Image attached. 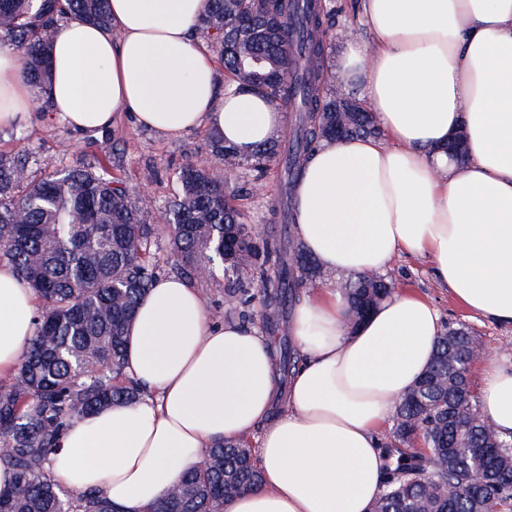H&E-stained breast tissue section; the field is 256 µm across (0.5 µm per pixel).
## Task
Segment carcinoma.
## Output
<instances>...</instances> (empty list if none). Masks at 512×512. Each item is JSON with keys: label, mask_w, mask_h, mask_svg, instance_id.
Segmentation results:
<instances>
[{"label": "carcinoma", "mask_w": 512, "mask_h": 512, "mask_svg": "<svg viewBox=\"0 0 512 512\" xmlns=\"http://www.w3.org/2000/svg\"><path fill=\"white\" fill-rule=\"evenodd\" d=\"M109 23L108 0H0V43L24 62V78L42 89L48 50L70 16ZM198 29L241 90L290 107L300 102L289 144L270 141L239 156L214 132L211 160L177 172V190L162 212L167 224L131 201L109 174L112 157L96 165L36 171L29 152L0 153V262L12 265L40 298L35 332L14 377L0 385V459L14 482L0 489V512H115L103 497L70 491L52 469V455L75 420L115 404H132L144 387L126 371L125 332L139 301L159 277L151 255L158 229L181 274L203 281L221 266L256 275L257 292L240 282L229 303L261 302L262 328L278 338L282 380L298 365L280 335L301 288L321 268L300 241L258 238L235 201L256 191L225 172L248 166L262 174L274 162L284 186L295 187L322 142L336 135L377 137L380 129L352 94L325 85V61L335 46L323 0H206ZM352 322L395 292L381 276L337 285ZM475 335L461 325L440 336L423 380L397 398L390 447L396 466L370 512H512V435L491 427L479 410L468 364ZM421 441L428 457L406 451ZM208 465L184 477L148 512H223L224 499L259 483L252 450L218 443ZM480 471L486 483L472 485ZM450 484L464 489L451 498Z\"/></svg>", "instance_id": "carcinoma-1"}]
</instances>
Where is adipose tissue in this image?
<instances>
[{"label": "adipose tissue", "mask_w": 512, "mask_h": 512, "mask_svg": "<svg viewBox=\"0 0 512 512\" xmlns=\"http://www.w3.org/2000/svg\"><path fill=\"white\" fill-rule=\"evenodd\" d=\"M205 0H110L111 26L70 17L50 51L46 96L71 130L117 113L169 137L206 128L248 156L283 125L270 98L225 89L196 29ZM374 38L349 42L339 72L360 84L383 138L323 143L295 189V230L323 270L381 272L395 255L428 258L468 310L512 325V0H362ZM38 92L0 44V123L23 119ZM465 132L468 158L445 147ZM37 297L0 264V381L34 334ZM333 288L303 298L294 335L307 360L276 408L274 348L261 333L210 323L198 288L155 281L126 332L127 371L148 391L74 421L53 469L117 512H146L199 469L206 448L262 427V481L224 512H370L386 476L380 432L430 362L437 309L408 293L355 328ZM480 410L512 433V363L489 361Z\"/></svg>", "instance_id": "adipose-tissue-1"}]
</instances>
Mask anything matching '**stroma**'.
Segmentation results:
<instances>
[{"mask_svg": "<svg viewBox=\"0 0 512 512\" xmlns=\"http://www.w3.org/2000/svg\"><path fill=\"white\" fill-rule=\"evenodd\" d=\"M22 144L28 146L38 163L59 167L86 165L112 155L116 161L114 176L123 180L139 207L151 212L161 208L175 189V173L181 165L207 156L204 130L170 138L124 116L106 129L86 134L69 130L48 112H36L27 120L0 124V152L16 151ZM261 186V192L240 202L246 223L252 224L255 234L260 236L287 235L288 225L271 219L272 209L280 207L283 196L277 168L267 171ZM384 275L395 280L398 289L415 292L430 301L439 310L442 325L462 324L472 330L483 341L488 358L512 362V326L491 323L459 305L447 288L438 283L429 260L400 254L392 259ZM227 285L220 267L211 279L199 283L209 319L215 323L238 321L243 327L259 328V304L251 305L250 318H241L225 299Z\"/></svg>", "mask_w": 512, "mask_h": 512, "instance_id": "obj_1", "label": "stroma"}]
</instances>
